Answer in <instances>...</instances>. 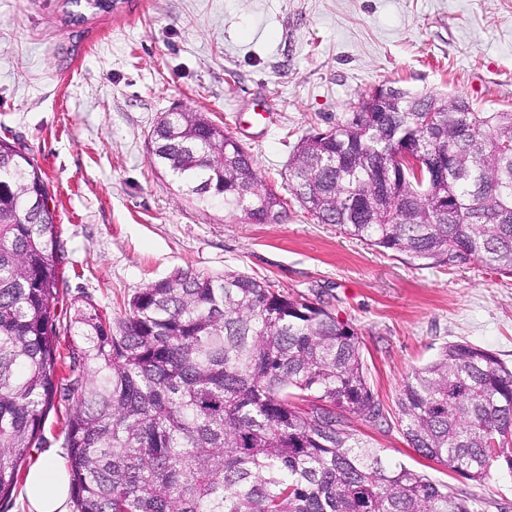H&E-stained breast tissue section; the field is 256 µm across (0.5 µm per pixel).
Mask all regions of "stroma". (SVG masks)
I'll list each match as a JSON object with an SVG mask.
<instances>
[{
	"mask_svg": "<svg viewBox=\"0 0 512 512\" xmlns=\"http://www.w3.org/2000/svg\"><path fill=\"white\" fill-rule=\"evenodd\" d=\"M381 85L512 112V0H120L80 25L64 0H0V137L44 173L56 213L60 308L110 317L181 271L239 272L318 304L362 340L377 422L350 423L396 462L448 484L473 512H512V481L464 478L411 448L396 397L449 342L512 368V276L433 265L313 220L288 182L302 135ZM202 114L250 152L284 202L253 224L192 201L149 163L175 110Z\"/></svg>",
	"mask_w": 512,
	"mask_h": 512,
	"instance_id": "1",
	"label": "stroma"
}]
</instances>
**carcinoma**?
I'll use <instances>...</instances> for the list:
<instances>
[{"instance_id": "1", "label": "carcinoma", "mask_w": 512, "mask_h": 512, "mask_svg": "<svg viewBox=\"0 0 512 512\" xmlns=\"http://www.w3.org/2000/svg\"><path fill=\"white\" fill-rule=\"evenodd\" d=\"M73 22L112 0H65ZM461 97L369 96L288 161L320 224L433 264L512 274V112H454ZM432 122H426L427 114ZM152 163L200 203L253 224L284 209L251 155L196 112H169ZM420 180L393 166L399 146ZM38 164L0 139V502L11 499L55 401L74 512H470L448 485L351 428L382 417L356 330L313 302L242 274L189 271L140 289L112 319L86 302L61 324L63 274ZM75 339L58 347L60 329ZM402 433L474 481L512 476V369L445 344L403 381Z\"/></svg>"}]
</instances>
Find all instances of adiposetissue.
I'll return each instance as SVG.
<instances>
[{
	"mask_svg": "<svg viewBox=\"0 0 512 512\" xmlns=\"http://www.w3.org/2000/svg\"><path fill=\"white\" fill-rule=\"evenodd\" d=\"M69 474L54 455H46L28 470L25 482L29 512H67Z\"/></svg>",
	"mask_w": 512,
	"mask_h": 512,
	"instance_id": "ef3b65f1",
	"label": "adipose tissue"
}]
</instances>
